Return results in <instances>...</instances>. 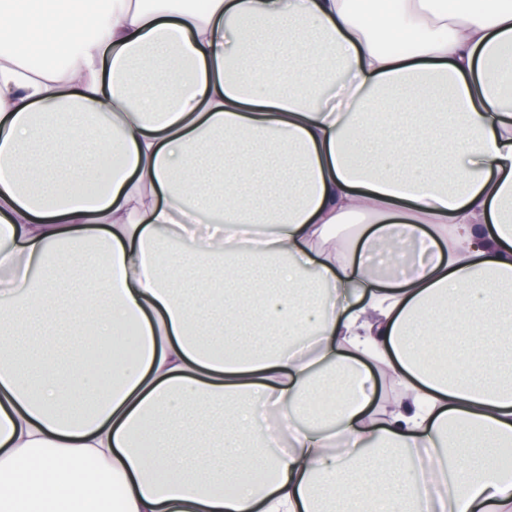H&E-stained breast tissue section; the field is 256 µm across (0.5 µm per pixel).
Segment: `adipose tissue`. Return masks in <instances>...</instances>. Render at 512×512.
<instances>
[{
    "mask_svg": "<svg viewBox=\"0 0 512 512\" xmlns=\"http://www.w3.org/2000/svg\"><path fill=\"white\" fill-rule=\"evenodd\" d=\"M509 65L512 0H0V512H512ZM41 327L38 321L31 323L25 335L17 336L18 339L29 346L30 356V372L34 378L39 375V357L41 353V346L43 337Z\"/></svg>",
    "mask_w": 512,
    "mask_h": 512,
    "instance_id": "obj_1",
    "label": "adipose tissue"
}]
</instances>
